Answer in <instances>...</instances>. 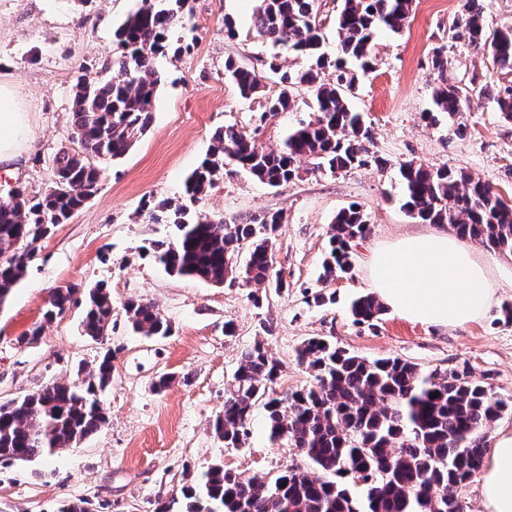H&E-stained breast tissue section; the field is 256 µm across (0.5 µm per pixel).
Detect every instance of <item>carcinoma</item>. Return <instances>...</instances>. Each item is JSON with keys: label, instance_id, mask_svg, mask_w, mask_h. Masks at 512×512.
Returning a JSON list of instances; mask_svg holds the SVG:
<instances>
[{"label": "carcinoma", "instance_id": "1", "mask_svg": "<svg viewBox=\"0 0 512 512\" xmlns=\"http://www.w3.org/2000/svg\"><path fill=\"white\" fill-rule=\"evenodd\" d=\"M317 0H259L254 17L256 38L274 49L265 66L283 84L265 98L260 118L295 106L293 88L307 89L316 119L288 133L283 147L267 151L233 127L214 133V148L185 183V202L161 200L148 217L175 227L174 238L152 243L153 257L170 275L199 278L221 286L227 279L288 287L273 276L272 249L282 216L263 213L230 224L199 208L209 189L235 166L259 182L280 187L298 177V163L332 173L381 165L369 152L370 127L353 111L348 95L356 81L348 62L361 69L373 63V38L380 28L400 32L413 0H340L336 33L342 57L331 64L320 53L322 31ZM182 0H139L116 30L112 75L83 74L74 86L71 133L52 159L50 185L34 195L17 187L0 200V308L35 259L37 244L98 190L104 164L123 158L144 136L152 121V102L162 76L154 60L189 48L176 31L184 28ZM455 38L476 49L487 48L493 60L512 71V29L487 35L483 0H464ZM314 58L294 75L281 72L277 50ZM431 67L439 85L433 104L439 112L462 110L467 90L448 82L445 47L433 49ZM224 74L241 98L262 93V75L232 57ZM480 92L496 98L512 121V85H484ZM407 212L426 224H446L462 238L493 251L512 252V205L492 186L447 167L414 161L399 166ZM368 231L367 216L356 204L340 209L331 224L322 263L323 278L334 280L353 269L354 246ZM245 264H238L243 245ZM84 294L83 332L104 341L112 331L113 305L104 284L81 290L56 287L44 319L66 312ZM124 311L132 332L166 336L170 324L149 302L129 300ZM383 306L373 295L357 298L351 314L371 323ZM118 349H107L81 382H54L31 393L0 402V467L48 457L99 432L107 415L99 392L111 381ZM298 364L313 377L309 387L278 394V362L256 343L241 353L224 406L212 427L226 448H240L249 436L252 407L262 399L270 438L298 448L307 467H292L272 481L243 477L212 463L202 481L183 487L185 512H463L457 489L479 472L489 446L486 429L507 404L466 373H423L400 358L370 361L340 349L324 338L306 341ZM364 481L366 496L351 487Z\"/></svg>", "mask_w": 512, "mask_h": 512}]
</instances>
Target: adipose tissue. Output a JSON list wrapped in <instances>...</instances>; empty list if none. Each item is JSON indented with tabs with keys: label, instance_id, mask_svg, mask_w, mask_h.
<instances>
[{
	"label": "adipose tissue",
	"instance_id": "adipose-tissue-1",
	"mask_svg": "<svg viewBox=\"0 0 512 512\" xmlns=\"http://www.w3.org/2000/svg\"><path fill=\"white\" fill-rule=\"evenodd\" d=\"M31 141L26 112L0 83V170L11 171ZM368 271L387 309L429 326L467 324L495 302L485 263L444 225L376 247ZM481 495L486 512H512V432L499 434L489 450Z\"/></svg>",
	"mask_w": 512,
	"mask_h": 512
}]
</instances>
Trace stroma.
Masks as SVG:
<instances>
[{"instance_id":"obj_1","label":"stroma","mask_w":512,"mask_h":512,"mask_svg":"<svg viewBox=\"0 0 512 512\" xmlns=\"http://www.w3.org/2000/svg\"><path fill=\"white\" fill-rule=\"evenodd\" d=\"M138 0H0V81L9 83L28 114L33 141L19 168L0 171V196L15 187L44 191L49 161L68 143L70 99L78 75L112 73L113 34ZM259 0H186L184 36L191 48L158 58L163 81L153 101L149 131L116 163L105 166L95 195L38 244L37 256L10 302L0 310V401L45 384L71 382L78 369L95 366L104 347L118 348L112 381L100 399L108 414L104 429L71 448L0 468V512H58L66 501L90 502L92 512H155L158 501H174L184 512L186 474L201 476L215 460L245 477L274 479L304 463L293 446L271 441L262 404L252 409L250 434L239 448L225 447L212 430L224 391L243 350L262 344L281 368L277 391L309 385L311 376L297 352L322 337L349 352L375 360L397 357L422 370L467 368L512 406V322L501 308L512 303V254L479 248L496 301L481 318L459 327L437 328L383 312L374 325L354 324L348 306L368 294L367 258L378 245L427 232L426 224L402 207L398 167L415 161L462 170L512 200V121L480 93L485 83L512 84L490 52L452 37L460 0H413L398 33L379 29L374 65L359 73L354 111L372 132L370 151L384 168L362 166L330 173L301 164L299 176L272 188L229 167L201 202L225 221L271 211L282 223L273 246V268L287 281L268 285L225 282L215 287L193 277L164 272L145 249L167 240L172 229L147 221L152 200L180 201L187 177L213 145L219 127H234L267 150L281 146L288 131L315 119L305 89L297 105L266 118L253 112L224 74V60L263 69L267 46L249 38ZM239 33L227 39L225 21ZM448 47V79L469 88L463 111L434 113L438 84L430 58ZM432 112V111H431ZM355 203L369 231L354 248L351 276L322 280V261L332 219ZM105 283L114 305L106 342L84 336L81 309L71 307L51 323L42 314L52 288ZM334 295L315 304L314 293ZM155 304L171 323L165 338L127 331V300ZM235 326L224 333L225 322ZM41 327L37 342L18 339ZM174 378L164 392L153 379Z\"/></svg>"}]
</instances>
